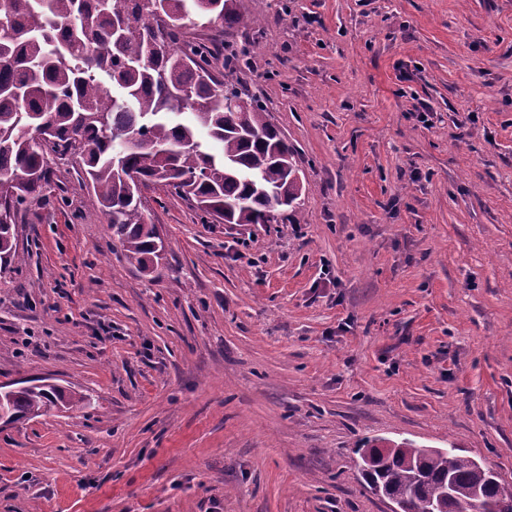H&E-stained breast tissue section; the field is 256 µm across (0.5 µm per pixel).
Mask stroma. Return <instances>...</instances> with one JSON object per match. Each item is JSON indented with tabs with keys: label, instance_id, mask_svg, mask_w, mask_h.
Returning <instances> with one entry per match:
<instances>
[{
	"label": "stroma",
	"instance_id": "35a3bbf8",
	"mask_svg": "<svg viewBox=\"0 0 512 512\" xmlns=\"http://www.w3.org/2000/svg\"><path fill=\"white\" fill-rule=\"evenodd\" d=\"M233 81L296 152L297 224L145 193L124 258L70 161L0 278V512H390L368 439L512 484V0H240ZM0 396L14 415L15 421L40 416L51 407L60 405L69 409L84 402L83 396L66 393L50 384H32L16 390L10 389Z\"/></svg>",
	"mask_w": 512,
	"mask_h": 512
}]
</instances>
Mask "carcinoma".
<instances>
[{
  "mask_svg": "<svg viewBox=\"0 0 512 512\" xmlns=\"http://www.w3.org/2000/svg\"><path fill=\"white\" fill-rule=\"evenodd\" d=\"M187 18L215 33L187 38ZM256 23L238 0H0V276L16 269V224L57 158L78 163L112 240L145 271L165 249L144 216L151 187L205 218L300 223L295 151L231 81L247 51L223 33ZM0 399L17 420L84 402L50 384ZM360 457L369 488L379 482L406 512H429L446 483L477 512L512 507V484L482 478L453 448L376 443Z\"/></svg>",
  "mask_w": 512,
  "mask_h": 512,
  "instance_id": "obj_1",
  "label": "carcinoma"
}]
</instances>
